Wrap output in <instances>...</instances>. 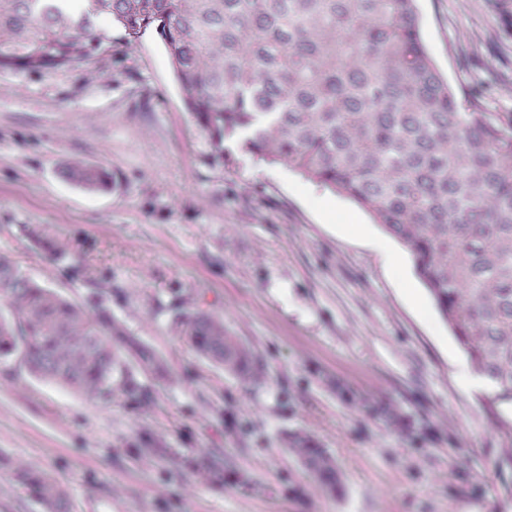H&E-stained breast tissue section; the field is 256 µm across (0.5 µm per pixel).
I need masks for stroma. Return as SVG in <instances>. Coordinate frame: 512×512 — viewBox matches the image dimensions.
Listing matches in <instances>:
<instances>
[{
    "label": "stroma",
    "instance_id": "1",
    "mask_svg": "<svg viewBox=\"0 0 512 512\" xmlns=\"http://www.w3.org/2000/svg\"><path fill=\"white\" fill-rule=\"evenodd\" d=\"M458 100L512 116V0H416ZM102 168L91 193L62 162ZM368 236L352 235L351 223ZM42 230L35 246L22 226ZM403 245L343 194L226 146L187 112L156 33L51 73L0 70V252L86 308L103 298L161 360L92 402L0 360V512H512V434ZM224 320L260 380L214 365L177 314ZM304 433L342 473L325 494L287 448ZM20 477L26 482L36 484L32 487L45 509V512H69L70 504L68 496L53 481L46 478H33L28 473H20Z\"/></svg>",
    "mask_w": 512,
    "mask_h": 512
}]
</instances>
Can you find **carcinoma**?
I'll return each mask as SVG.
<instances>
[{
    "instance_id": "1",
    "label": "carcinoma",
    "mask_w": 512,
    "mask_h": 512,
    "mask_svg": "<svg viewBox=\"0 0 512 512\" xmlns=\"http://www.w3.org/2000/svg\"><path fill=\"white\" fill-rule=\"evenodd\" d=\"M101 17L108 27L97 25ZM163 42L186 108L218 158L230 142L345 194L398 239L439 313L489 386L512 401V121L462 106L425 51L415 0H0V69L53 71L112 48V27ZM61 173L91 192L107 174ZM0 358L96 401L140 391L121 345L144 369L155 353L112 314L90 315L0 253ZM186 343L241 377L263 368L206 313L180 321ZM291 449L334 493L341 475L306 436ZM45 512H69L53 481Z\"/></svg>"
}]
</instances>
